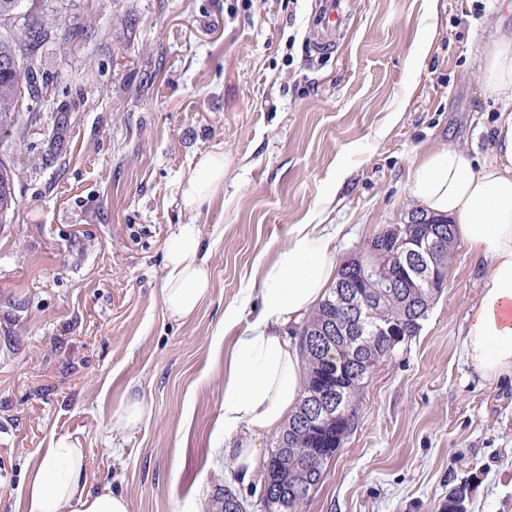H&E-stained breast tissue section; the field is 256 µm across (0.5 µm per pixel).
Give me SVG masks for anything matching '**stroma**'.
<instances>
[{
	"label": "stroma",
	"instance_id": "35a3bbf8",
	"mask_svg": "<svg viewBox=\"0 0 512 512\" xmlns=\"http://www.w3.org/2000/svg\"><path fill=\"white\" fill-rule=\"evenodd\" d=\"M333 52L310 48L318 0H51L30 60L36 119L0 138L19 208L0 224V512L53 439L84 452L90 490L130 512H210L232 486L218 452L225 328L258 259L297 225L335 224L338 257L413 211L412 160L489 143L477 82L493 0H345ZM224 193L184 210L203 154ZM198 225L212 286L191 318L160 302L164 246ZM489 272L456 244L419 334L358 397V425L302 512H512V375L468 359ZM147 416L122 424L130 396Z\"/></svg>",
	"mask_w": 512,
	"mask_h": 512
}]
</instances>
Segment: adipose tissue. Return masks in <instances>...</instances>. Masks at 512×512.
Returning a JSON list of instances; mask_svg holds the SVG:
<instances>
[{"label":"adipose tissue","mask_w":512,"mask_h":512,"mask_svg":"<svg viewBox=\"0 0 512 512\" xmlns=\"http://www.w3.org/2000/svg\"><path fill=\"white\" fill-rule=\"evenodd\" d=\"M512 0H497L484 40L478 80L500 107L481 158L436 146L413 160L408 192L424 216L454 222L457 235L490 265L483 293L467 318V350L480 372H512ZM224 154H203L180 188L184 208L200 210L224 191ZM336 233L301 224L287 245L259 262L258 287L248 289L239 313L253 320L237 336L224 370V406L217 424L235 477H250L257 455L251 436L280 428L298 407L304 365L288 331L317 307L334 282ZM211 274L197 225L180 224L165 244L161 287L164 310L175 319L197 313ZM27 512H129L124 497L89 492L83 454L67 439L54 440L29 476Z\"/></svg>","instance_id":"ef3b65f1"}]
</instances>
